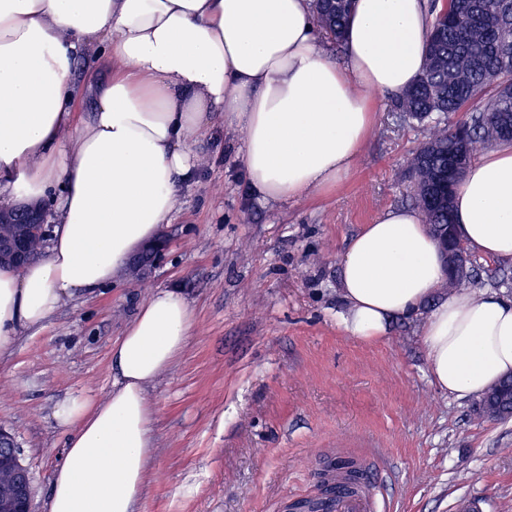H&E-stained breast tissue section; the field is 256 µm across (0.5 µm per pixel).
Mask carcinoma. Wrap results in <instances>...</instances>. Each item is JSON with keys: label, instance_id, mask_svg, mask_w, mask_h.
<instances>
[{"label": "carcinoma", "instance_id": "carcinoma-1", "mask_svg": "<svg viewBox=\"0 0 512 512\" xmlns=\"http://www.w3.org/2000/svg\"><path fill=\"white\" fill-rule=\"evenodd\" d=\"M350 0L326 10L313 0L319 27L341 43ZM512 0H430L426 59L414 86L397 100L409 119L428 135L408 162V175L419 187L415 205L430 230L453 223L452 204H428L420 189L454 152L471 162L483 149L512 142ZM468 113L466 131L453 132L451 117Z\"/></svg>", "mask_w": 512, "mask_h": 512}]
</instances>
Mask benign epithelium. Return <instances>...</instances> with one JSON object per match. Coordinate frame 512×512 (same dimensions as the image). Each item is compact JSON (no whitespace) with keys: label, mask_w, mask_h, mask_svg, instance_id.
I'll return each instance as SVG.
<instances>
[{"label":"benign epithelium","mask_w":512,"mask_h":512,"mask_svg":"<svg viewBox=\"0 0 512 512\" xmlns=\"http://www.w3.org/2000/svg\"><path fill=\"white\" fill-rule=\"evenodd\" d=\"M463 161L456 157L448 160V167L436 179L438 190L446 195L460 184ZM0 223L15 225L13 233L0 237V265L19 271L43 256L44 249L34 252L30 241L34 238L47 245L52 226L47 224L46 212L41 207L0 209ZM455 231L447 227L438 233L437 242L442 250L447 278L454 279L470 273L469 258L463 246L457 244ZM156 245L151 244L137 252L129 261L128 272L138 277L148 270L140 260L153 256ZM32 481L28 467L22 463L14 434L0 427V512H30Z\"/></svg>","instance_id":"obj_1"}]
</instances>
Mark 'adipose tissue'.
Listing matches in <instances>:
<instances>
[{
	"label": "adipose tissue",
	"instance_id": "1",
	"mask_svg": "<svg viewBox=\"0 0 512 512\" xmlns=\"http://www.w3.org/2000/svg\"><path fill=\"white\" fill-rule=\"evenodd\" d=\"M428 34L422 0H356L339 65L321 52L310 0H0V204L50 201L56 211L47 256L19 274L0 270V351L73 290L111 284L159 236L213 113L243 130L247 182L263 200L349 175L372 127V92L413 84ZM82 57L105 74L89 84L94 107L80 121ZM453 219L473 252L512 256V144L467 167ZM444 279L419 213L387 209L341 258L340 323L373 342L395 316L430 306L422 341L433 383L476 397L512 374V299L461 291L439 301ZM192 322L181 293L156 291L112 348L109 395L57 405L70 436L49 512H133L153 454L146 391Z\"/></svg>",
	"mask_w": 512,
	"mask_h": 512
}]
</instances>
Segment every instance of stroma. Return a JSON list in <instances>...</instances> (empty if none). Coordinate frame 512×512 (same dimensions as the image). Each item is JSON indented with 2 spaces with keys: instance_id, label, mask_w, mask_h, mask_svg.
Masks as SVG:
<instances>
[{
  "instance_id": "obj_1",
  "label": "stroma",
  "mask_w": 512,
  "mask_h": 512,
  "mask_svg": "<svg viewBox=\"0 0 512 512\" xmlns=\"http://www.w3.org/2000/svg\"><path fill=\"white\" fill-rule=\"evenodd\" d=\"M424 138L379 98L350 175L274 202L249 191L242 131L214 117L151 273L76 290L0 351V425L30 471L32 512H48L68 439L56 404L107 397L114 343L162 288L185 296L193 327L147 389L154 451L135 512H284L316 490L325 461L360 452L376 458L391 512H456L462 498L512 512V419L477 417L476 399L432 383L425 312L375 343L339 323L340 257L362 225L412 206L407 162ZM470 260L473 293L512 299V258Z\"/></svg>"
}]
</instances>
